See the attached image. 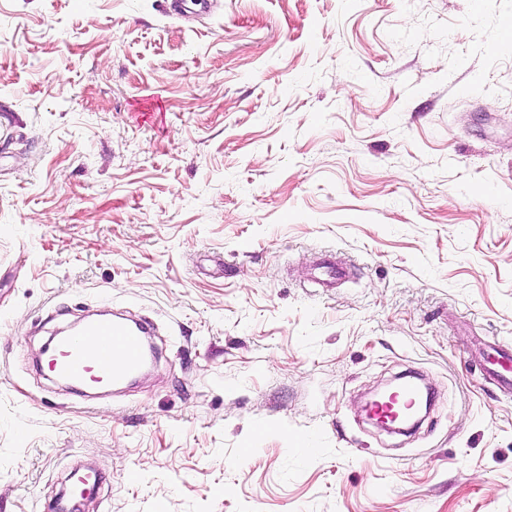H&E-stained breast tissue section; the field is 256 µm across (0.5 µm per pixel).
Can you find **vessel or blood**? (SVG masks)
Masks as SVG:
<instances>
[{
    "instance_id": "obj_1",
    "label": "vessel or blood",
    "mask_w": 512,
    "mask_h": 512,
    "mask_svg": "<svg viewBox=\"0 0 512 512\" xmlns=\"http://www.w3.org/2000/svg\"><path fill=\"white\" fill-rule=\"evenodd\" d=\"M150 323L105 315L87 320L72 338L59 337L52 348L49 368L60 379L90 388L121 386L135 377L147 359ZM417 391L405 381L400 392L376 405L377 417L399 418Z\"/></svg>"
}]
</instances>
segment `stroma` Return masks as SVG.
Wrapping results in <instances>:
<instances>
[{
  "instance_id": "1",
  "label": "stroma",
  "mask_w": 512,
  "mask_h": 512,
  "mask_svg": "<svg viewBox=\"0 0 512 512\" xmlns=\"http://www.w3.org/2000/svg\"><path fill=\"white\" fill-rule=\"evenodd\" d=\"M113 308L157 353L91 400L42 350ZM503 343L512 0H0V512H512ZM417 389V384L414 381H405L400 392L393 394L388 400L376 405L374 408L375 415L386 420L399 418L403 409L407 410ZM396 421L394 420V422Z\"/></svg>"
}]
</instances>
